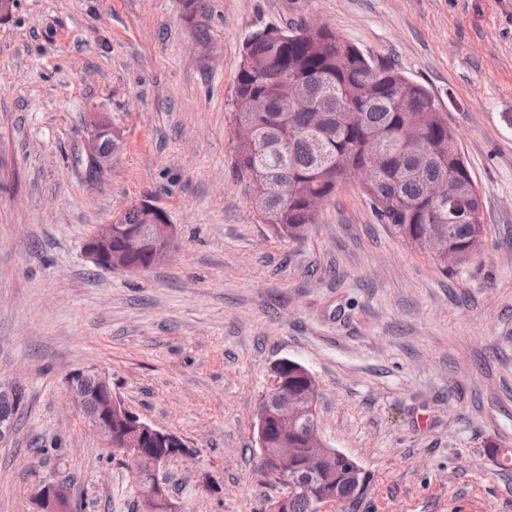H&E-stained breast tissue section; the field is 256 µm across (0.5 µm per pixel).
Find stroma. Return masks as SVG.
I'll return each instance as SVG.
<instances>
[{"mask_svg": "<svg viewBox=\"0 0 512 512\" xmlns=\"http://www.w3.org/2000/svg\"><path fill=\"white\" fill-rule=\"evenodd\" d=\"M318 21L424 85L484 200L485 245L449 272L342 186L296 239L257 217L233 172L244 43ZM88 112L118 150L85 178ZM147 200L177 226L136 274L84 244ZM284 359L318 385L324 438L366 473L324 512H512V0H17L0 24V512L70 487L72 512H137L69 381L95 370L187 455L177 512H260L259 405Z\"/></svg>", "mask_w": 512, "mask_h": 512, "instance_id": "stroma-1", "label": "stroma"}]
</instances>
